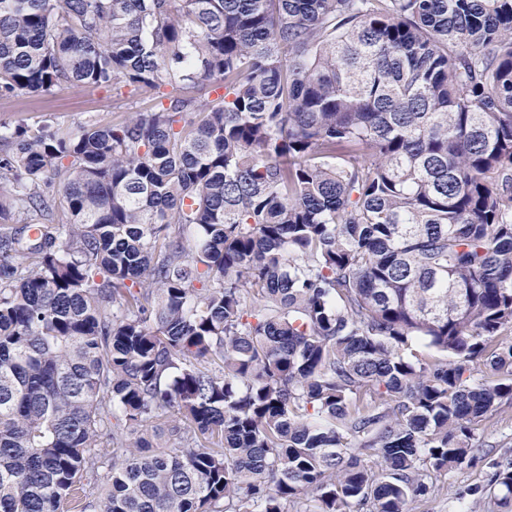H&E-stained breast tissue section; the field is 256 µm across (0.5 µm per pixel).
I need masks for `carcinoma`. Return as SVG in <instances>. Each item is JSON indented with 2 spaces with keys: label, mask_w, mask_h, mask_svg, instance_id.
<instances>
[{
  "label": "carcinoma",
  "mask_w": 512,
  "mask_h": 512,
  "mask_svg": "<svg viewBox=\"0 0 512 512\" xmlns=\"http://www.w3.org/2000/svg\"><path fill=\"white\" fill-rule=\"evenodd\" d=\"M111 85L162 95L0 123V512H406L472 460L512 0H0L1 98Z\"/></svg>",
  "instance_id": "carcinoma-1"
}]
</instances>
